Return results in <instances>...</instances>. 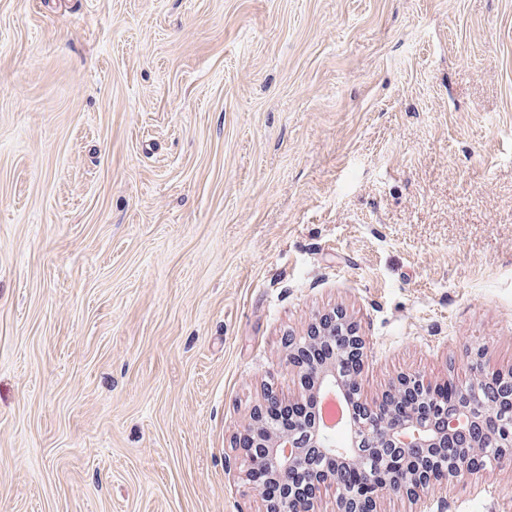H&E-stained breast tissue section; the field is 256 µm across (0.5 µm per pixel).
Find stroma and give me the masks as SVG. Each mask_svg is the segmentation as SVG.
Listing matches in <instances>:
<instances>
[{
    "instance_id": "35a3bbf8",
    "label": "stroma",
    "mask_w": 512,
    "mask_h": 512,
    "mask_svg": "<svg viewBox=\"0 0 512 512\" xmlns=\"http://www.w3.org/2000/svg\"><path fill=\"white\" fill-rule=\"evenodd\" d=\"M335 307L367 399L512 368V0H0V512H264L235 437ZM435 388L427 384L423 377L417 374H403L397 378V381L392 385L391 389L387 391L384 397L390 400H400L403 397L409 396H427L434 393Z\"/></svg>"
}]
</instances>
